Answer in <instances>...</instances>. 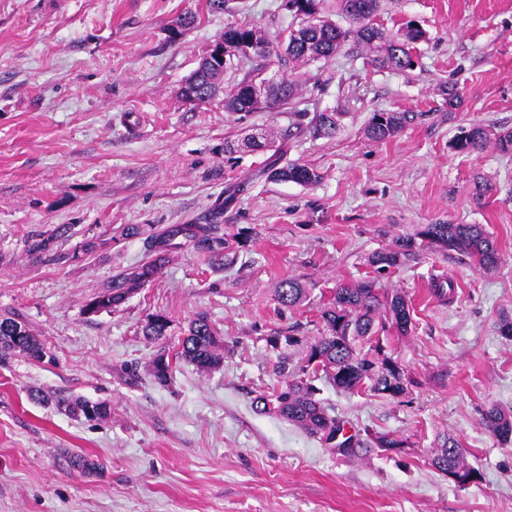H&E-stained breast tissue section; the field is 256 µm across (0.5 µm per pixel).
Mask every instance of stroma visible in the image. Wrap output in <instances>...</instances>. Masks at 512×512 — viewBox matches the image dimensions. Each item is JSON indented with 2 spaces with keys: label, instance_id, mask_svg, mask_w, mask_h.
<instances>
[{
  "label": "stroma",
  "instance_id": "stroma-1",
  "mask_svg": "<svg viewBox=\"0 0 512 512\" xmlns=\"http://www.w3.org/2000/svg\"><path fill=\"white\" fill-rule=\"evenodd\" d=\"M190 12L196 23L171 35ZM409 20L426 32L414 70L343 52L272 66L269 75L299 77L297 99L244 114L225 111L224 96L251 61H237L199 106L180 89L226 26L246 21L271 39L288 30L285 0H229L224 13L206 0H0V318L46 347L43 359L0 363V512H512V443L480 421L490 405L512 408V341L496 331L512 317V156L450 147L475 122L512 128V0H387L388 36ZM449 81L462 92L453 113L440 93ZM302 109L339 112L338 132L294 135ZM382 110L416 118L375 143L363 129ZM266 131L284 162L317 169L320 181L254 180L264 155L243 142ZM218 204L225 232L252 233L233 264L175 246L154 282L85 315L114 274L146 259L123 227L200 224ZM438 222L484 225L500 261L485 269L435 251L379 275L411 306L410 335L389 338L415 380L405 401L317 383L331 414L407 447L344 456L255 412L254 398L280 381L267 337H297L289 354L301 365L336 285L370 275L371 256L398 235ZM61 224L75 230L68 261L27 255L28 235ZM91 237L106 247L85 253ZM291 276L309 296L283 310L276 291ZM441 281L452 299L435 295ZM200 310L225 345L207 373L174 357ZM158 312L170 326L151 342L142 329ZM161 353L174 358L163 385L151 375ZM79 396L105 403L107 416L78 419L54 403ZM447 433L479 482L458 487L430 465ZM77 454L95 470L74 469Z\"/></svg>",
  "mask_w": 512,
  "mask_h": 512
}]
</instances>
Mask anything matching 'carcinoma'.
Instances as JSON below:
<instances>
[{"instance_id":"1","label":"carcinoma","mask_w":512,"mask_h":512,"mask_svg":"<svg viewBox=\"0 0 512 512\" xmlns=\"http://www.w3.org/2000/svg\"><path fill=\"white\" fill-rule=\"evenodd\" d=\"M288 12L299 21L289 29L288 43L272 42L264 36H256L258 29L250 24L230 26L228 33L244 42L257 37L260 52L253 61L256 68L244 76L224 98L228 112H262L282 103H290L299 91L296 80L284 78L272 87L267 98L259 103L249 97V86L267 68L268 61L277 63L328 61L341 51L350 54L369 48L378 55L371 59L376 68H392L408 71L417 66L416 44L426 37L423 28L408 21L403 26V38L385 40V32L377 22L381 14L382 0H336V12L345 17L349 26L343 27L325 15L326 0H287ZM223 69L202 56L197 67L186 79L197 103L212 99L219 88ZM441 95L448 105V115H453L461 104L460 92L454 83L444 85ZM308 112L300 114L302 121L296 131L317 136H333L339 128L338 113L317 112L310 121L303 122ZM413 116L408 112L379 111L373 113L364 129L365 136L373 142L385 141L395 136ZM492 144L503 154H512V130L495 131L489 126L474 124L459 128L451 143L458 153H472ZM258 176L271 181L293 182L311 186L320 179L312 167L299 163L279 165L278 159L270 158L258 171ZM224 206L213 208L202 224H175L147 234L143 239L146 261L118 272L101 294L90 299L100 310L116 308L138 288L154 281L169 258V252L177 238L184 239L200 255L213 263L231 264L236 250L245 245L249 235L240 230L232 236L224 234ZM72 236V226L62 224L46 236L33 233L27 239L29 256L41 260H61L65 255L55 249V243ZM436 248L456 252L472 258L483 268L496 267L499 261L494 240L480 224H423L415 233L397 238L393 248L375 253L370 264L377 273L400 266L411 256L427 253ZM307 298L305 283L296 277L281 282L277 301L284 308L300 305ZM325 330L310 343L304 375L323 376L334 386L348 392L368 390L395 399L409 392V377L395 359L385 354L384 333L387 326L406 336L412 324L411 309L406 298L399 293H389L377 286V278L370 277L355 284L341 283L334 289L333 299L321 312ZM169 319L163 313L151 317L143 329V335L151 340L166 336ZM268 345L279 351L278 372L287 377L281 386L272 388L269 394L254 399L257 412L276 415L318 437L325 444L340 438L342 452L356 456L362 449L376 447L397 451L406 447L407 440L389 435L371 436L345 433V421L330 414L315 398L314 386L295 376L290 370L287 349L297 343L293 336L267 338ZM368 349H363V344ZM25 354L39 360L45 355L44 343L14 318L0 320V361L12 354ZM178 355L208 372L224 359V341L218 335L209 315L196 312L190 319L186 336L181 340ZM66 410L76 416L89 418V409L107 414L106 405L76 397L61 401ZM481 423L494 437L503 442L512 440V412L491 406L482 415ZM467 450L456 437L447 435L442 444L429 450L430 464L443 474L456 473L478 479L477 470L466 461Z\"/></svg>"}]
</instances>
